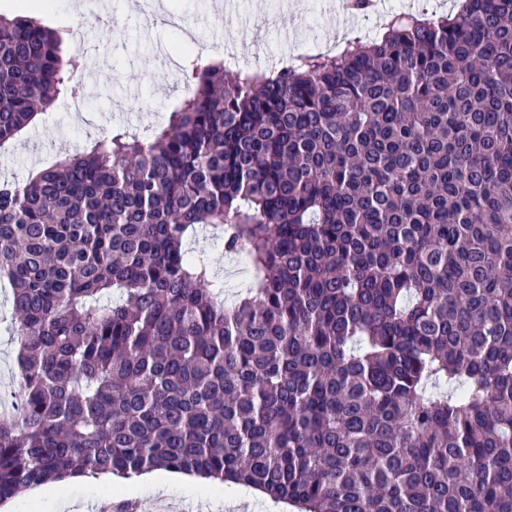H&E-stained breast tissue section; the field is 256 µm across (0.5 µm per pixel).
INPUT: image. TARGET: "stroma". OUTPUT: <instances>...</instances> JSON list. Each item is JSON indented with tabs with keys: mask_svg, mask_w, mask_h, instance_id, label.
I'll use <instances>...</instances> for the list:
<instances>
[{
	"mask_svg": "<svg viewBox=\"0 0 512 512\" xmlns=\"http://www.w3.org/2000/svg\"><path fill=\"white\" fill-rule=\"evenodd\" d=\"M166 10L180 15L212 56L233 50L237 34L250 32L260 55L244 52L242 68L262 70L286 60L291 52L314 43L317 51L336 52L349 34L332 0H236L222 10L223 0H163ZM183 40L181 30L163 22L145 25L133 0H105L98 21L85 30L82 70L85 96L80 106L67 98L43 112L15 139L0 147V182L22 184L63 155L104 132L123 127L137 133L142 121L152 127L166 124L184 97L178 70L161 65L160 57ZM191 249L205 253L236 295L249 284L244 265L233 262L218 243L199 234ZM10 288L0 283V391L17 388L18 339L10 324ZM210 488L204 484L173 487L167 495L141 489L130 494L128 484L104 479L98 485L76 483L68 488L71 512H120L129 506L139 512H212Z\"/></svg>",
	"mask_w": 512,
	"mask_h": 512,
	"instance_id": "35a3bbf8",
	"label": "stroma"
}]
</instances>
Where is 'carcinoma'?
<instances>
[{
	"label": "carcinoma",
	"instance_id": "1",
	"mask_svg": "<svg viewBox=\"0 0 512 512\" xmlns=\"http://www.w3.org/2000/svg\"><path fill=\"white\" fill-rule=\"evenodd\" d=\"M69 31L0 15V146ZM0 186L19 339L0 504L165 469L299 512H512V0L390 21ZM245 256L246 291L185 248Z\"/></svg>",
	"mask_w": 512,
	"mask_h": 512
}]
</instances>
